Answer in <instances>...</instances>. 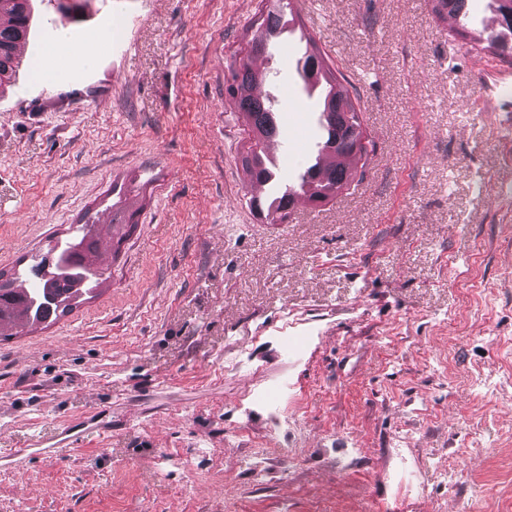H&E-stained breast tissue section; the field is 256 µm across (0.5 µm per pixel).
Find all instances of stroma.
<instances>
[{
  "instance_id": "35a3bbf8",
  "label": "stroma",
  "mask_w": 512,
  "mask_h": 512,
  "mask_svg": "<svg viewBox=\"0 0 512 512\" xmlns=\"http://www.w3.org/2000/svg\"><path fill=\"white\" fill-rule=\"evenodd\" d=\"M260 8L33 0L0 91V267L109 214L113 186L140 213L98 299L0 341V512H512V55L428 0H290L376 154L270 224L225 92ZM264 84L283 120L317 107L287 52Z\"/></svg>"
}]
</instances>
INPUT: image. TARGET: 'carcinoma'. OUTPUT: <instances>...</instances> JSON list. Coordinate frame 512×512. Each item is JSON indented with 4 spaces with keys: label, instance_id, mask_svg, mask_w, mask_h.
<instances>
[{
    "label": "carcinoma",
    "instance_id": "obj_1",
    "mask_svg": "<svg viewBox=\"0 0 512 512\" xmlns=\"http://www.w3.org/2000/svg\"><path fill=\"white\" fill-rule=\"evenodd\" d=\"M430 2L431 14L437 20L444 18L438 5H444L447 13L458 15L467 4V0ZM495 2L501 29L487 33L477 51L502 55L508 48L506 37L512 34V0ZM267 3L266 17L248 42L252 53L264 51L267 41L280 26L284 0H267ZM29 20L30 0H0V83L10 79L16 67V51L26 40ZM318 75L329 85L328 94L318 104L324 117V147L339 157L356 160V167L349 174L336 167L322 170L311 165L303 169L299 188L313 204L324 206L364 180L370 151L357 150L356 142L365 139L370 145L372 141L362 125L357 94L337 81L335 72L314 46L302 68L298 69L303 91H308L309 80ZM259 80L261 76L254 73L249 60L244 59L231 71L227 86V93L235 100L247 127V143L240 153V162L251 181L277 177L275 168L268 166L264 159L266 140L273 135L276 125L274 113L253 94V87ZM136 216L137 212L127 210V199L118 195L112 203V224L108 225L113 254H118L121 245L136 228ZM96 227L97 224L82 218L68 227L65 237L49 241V253L60 245L67 248L62 272L55 266L45 270L44 256L40 254L31 256L29 263L22 257L10 269H0L1 341L20 334L27 327L53 324L97 295L108 276L94 260L100 247Z\"/></svg>",
    "mask_w": 512,
    "mask_h": 512
}]
</instances>
